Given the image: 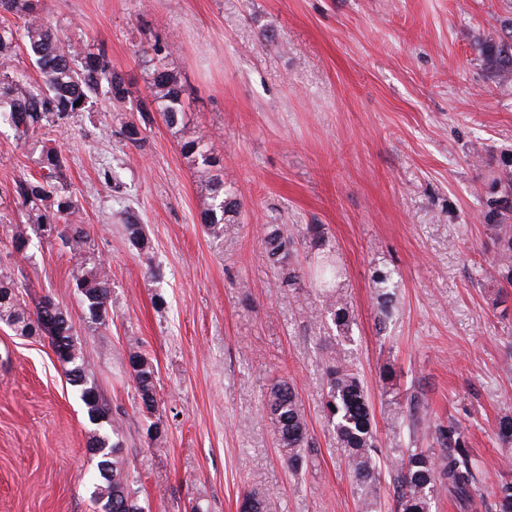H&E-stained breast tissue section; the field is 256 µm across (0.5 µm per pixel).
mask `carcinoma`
<instances>
[{"mask_svg": "<svg viewBox=\"0 0 512 512\" xmlns=\"http://www.w3.org/2000/svg\"><path fill=\"white\" fill-rule=\"evenodd\" d=\"M39 0H0V12L10 13L24 22L25 47L42 74V80L25 87L15 83L10 71L16 33L0 27V119L14 127L18 138L28 139L46 126L59 127L73 112H80L102 97L123 103L126 99L124 77L112 68L104 50L78 52L57 31L42 20ZM485 65L495 83L512 84V30L499 43L480 47ZM150 100L140 102L135 110L145 116L156 107L165 123L177 126L184 120V88L177 75L160 63L153 67L149 81ZM182 154L191 159L202 189L208 192L209 206L203 211L206 233L222 239L236 233L239 200L224 190L218 174L223 160L203 137L185 141ZM39 176H22L14 183V193L27 208L24 224L11 229L13 248L25 250L28 228L34 227L44 238L55 237L75 256L81 258L73 270V280L91 322L106 324L111 294L108 272L101 263L84 259L88 234L78 219L76 197L64 189L67 161L55 141L49 139L42 148ZM495 197L491 200L496 219L485 225L493 244L489 277L500 286L512 287V161L505 163L492 179ZM125 230L130 245L146 247L142 225L128 217ZM305 234L321 250L312 292L320 304L321 320L336 333V350L325 364L324 413L346 449V465L354 482L360 512H377L382 471L380 448L374 416L365 386L353 368L345 343L355 317L347 296L338 286L345 269L331 257L324 227L308 224ZM268 258L277 265L280 287L286 292L302 288L300 273L288 263L294 237L279 224L265 225L262 238ZM377 303L378 322L388 320L396 309L397 295L392 271L378 270L372 276ZM0 322L21 328L22 336H44L65 375L74 388L93 427L88 451L95 461L91 498L98 512H147L138 496L127 459L118 440V422L89 380L86 360L70 318L49 300L36 304L35 310L14 293L10 283L0 276ZM128 363L142 410H156V377L153 365L139 351V343L129 345ZM263 409L270 420L281 460L288 469L299 471L309 464V428L307 417L295 385L275 378L263 396ZM499 440L512 444V414H503L497 427ZM432 438L440 454L431 448H407L401 451L391 468L397 512H431L435 500L446 494L463 505L483 496L479 486V464L467 447L464 431L458 426L436 425ZM495 512H512V475L501 478L493 491ZM271 499L259 491L247 493L242 512H272Z\"/></svg>", "mask_w": 512, "mask_h": 512, "instance_id": "1", "label": "carcinoma"}]
</instances>
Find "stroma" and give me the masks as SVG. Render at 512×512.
I'll return each instance as SVG.
<instances>
[{
    "label": "stroma",
    "instance_id": "obj_1",
    "mask_svg": "<svg viewBox=\"0 0 512 512\" xmlns=\"http://www.w3.org/2000/svg\"><path fill=\"white\" fill-rule=\"evenodd\" d=\"M45 22L73 43L104 46L128 90L50 128L81 204L87 251L110 272L105 325L92 323L60 241L30 233L13 185L38 175L40 137L0 123V273L28 304L66 311L89 376L119 422V439L149 512H240L265 493L275 512H359L345 450L322 410L334 333L306 294L284 297L262 245L266 224H320L347 273L356 323L351 358L371 402L383 456L432 445L435 424L463 427L484 497L438 498L433 512H495L492 488L512 446L497 436L512 413V299L496 307L486 272L488 185L512 155V84L478 51L512 28V0H40ZM186 89L181 125L150 112L141 141L120 133L148 99L149 54ZM204 135L240 201L235 236L216 240L184 140ZM118 173L119 191L104 181ZM143 224L134 249L127 215ZM393 272L397 308L377 327L371 276ZM138 340L156 371L147 415L128 364ZM400 372V391L379 370ZM291 380L307 415L311 461L279 457L261 396ZM430 419L395 432L411 399ZM90 427L47 338L0 324V512H94Z\"/></svg>",
    "mask_w": 512,
    "mask_h": 512
}]
</instances>
